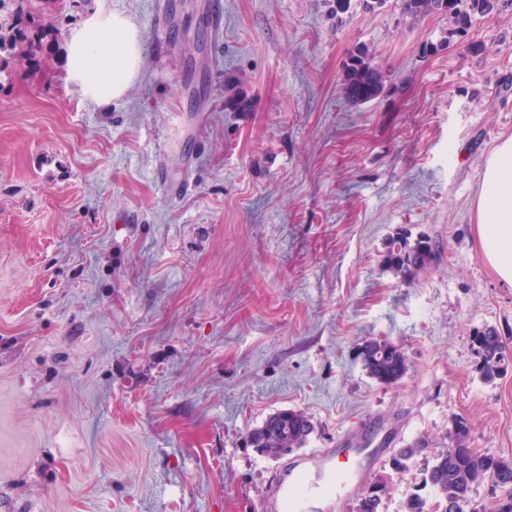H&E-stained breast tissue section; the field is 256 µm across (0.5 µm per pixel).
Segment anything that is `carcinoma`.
I'll use <instances>...</instances> for the list:
<instances>
[{
    "mask_svg": "<svg viewBox=\"0 0 512 512\" xmlns=\"http://www.w3.org/2000/svg\"><path fill=\"white\" fill-rule=\"evenodd\" d=\"M402 8L413 18L445 15L459 33L466 32L475 15L486 16L493 11L490 0H402ZM25 39L21 13H13L9 25L0 24V54H13ZM343 90L353 102L367 103L383 92L384 76L360 52L345 64ZM437 254L438 246L431 238L422 236L411 242L405 237L398 239L389 250L387 263L403 278L411 279L430 266ZM472 343L481 360L483 377L494 378L506 359L507 348L501 336L495 329L488 328L476 332ZM359 357L368 376L383 384H395L407 372L404 352L389 341L365 342L360 347ZM314 431V423L306 413L282 410L252 429L247 442L261 454L274 457L278 448L304 447ZM468 436L467 424L462 420L455 422L448 433L450 446L427 465L423 486L430 488L442 512H480L471 494L474 487L489 481L503 493L496 512H512V461L466 447ZM419 452L415 443L398 449L391 458L392 470L399 475L405 473L409 461ZM388 494L387 482L372 485L360 499L358 512H382Z\"/></svg>",
    "mask_w": 512,
    "mask_h": 512,
    "instance_id": "1",
    "label": "carcinoma"
}]
</instances>
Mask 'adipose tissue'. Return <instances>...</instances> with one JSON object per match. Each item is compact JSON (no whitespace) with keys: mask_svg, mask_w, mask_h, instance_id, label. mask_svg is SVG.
<instances>
[{"mask_svg":"<svg viewBox=\"0 0 512 512\" xmlns=\"http://www.w3.org/2000/svg\"><path fill=\"white\" fill-rule=\"evenodd\" d=\"M141 39L124 12L89 14L66 41L67 85L100 105L123 97L140 71ZM476 207L481 255L501 282L512 285V138L486 159Z\"/></svg>","mask_w":512,"mask_h":512,"instance_id":"ef3b65f1","label":"adipose tissue"}]
</instances>
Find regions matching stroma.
<instances>
[{
  "instance_id": "obj_1",
  "label": "stroma",
  "mask_w": 512,
  "mask_h": 512,
  "mask_svg": "<svg viewBox=\"0 0 512 512\" xmlns=\"http://www.w3.org/2000/svg\"><path fill=\"white\" fill-rule=\"evenodd\" d=\"M93 10L143 36L107 106L65 83ZM33 16L0 83V512H261L283 462L246 438L288 409L315 425L308 454L423 446L317 512H356L384 479V512L430 497L421 471L457 418L468 447L512 460V360L486 380L471 344L492 328L512 348V287L475 210L512 138V0L463 36L401 0H38ZM360 50L385 89L355 105ZM422 236L441 255L402 281L386 255ZM369 340L402 348L398 383L368 377Z\"/></svg>"
}]
</instances>
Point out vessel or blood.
<instances>
[{"label":"vessel or blood","mask_w":512,"mask_h":512,"mask_svg":"<svg viewBox=\"0 0 512 512\" xmlns=\"http://www.w3.org/2000/svg\"><path fill=\"white\" fill-rule=\"evenodd\" d=\"M354 472L337 466L333 456L312 454L278 482L263 508L265 512H310L313 501L346 485Z\"/></svg>","instance_id":"vessel-or-blood-1"}]
</instances>
